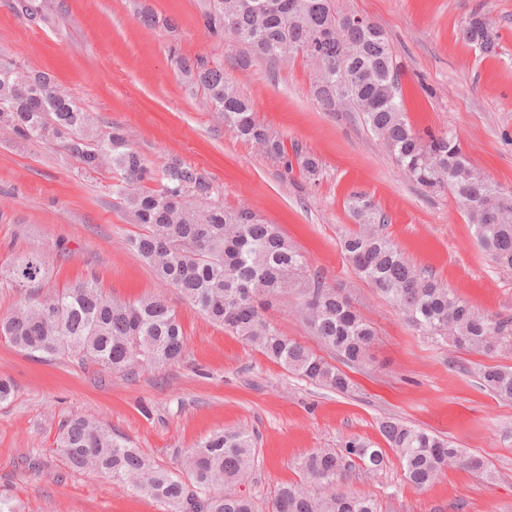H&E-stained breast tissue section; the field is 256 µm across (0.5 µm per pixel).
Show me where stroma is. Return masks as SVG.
<instances>
[{
  "label": "stroma",
  "mask_w": 512,
  "mask_h": 512,
  "mask_svg": "<svg viewBox=\"0 0 512 512\" xmlns=\"http://www.w3.org/2000/svg\"><path fill=\"white\" fill-rule=\"evenodd\" d=\"M32 25L0 0V57L54 75L97 121L123 127L154 170L179 161L212 182L225 207H245L304 254L312 274L349 295L376 338L352 382L338 393L286 371L257 348L202 317L133 252L140 233L113 200L108 173L86 175L35 143L0 136V266L16 254L63 241L51 287L97 279L120 297L153 294L179 317L185 354L174 364L124 376L66 359L46 362L0 340V376L14 397L0 404V494L17 512H165L94 471L74 472L55 450L59 427L78 415L102 421L155 464L179 472L189 448L218 429L257 437L256 466L238 493L270 512L276 490L300 481L299 460L350 438L385 448L379 424L393 419L432 431L481 456L489 476L447 469L418 489L395 452L378 475L356 471L339 490L377 501L380 512H512V401L479 378L480 366L512 369V350L487 354L438 341L411 327L345 262L343 234L357 230L351 193L369 195L386 218L383 232L417 268L492 317H512V272L477 244L467 214L448 192L431 193L405 176L355 113L330 112L314 99L307 62L270 64L247 47L210 36L198 0H37ZM388 35L401 69L413 128L450 129L473 166L512 190V0H336ZM475 13L492 19L494 52L460 36ZM223 67L258 120L287 148L322 165L316 180L285 172L237 138L178 70L176 55ZM289 297L265 313L288 337L329 363L325 348Z\"/></svg>",
  "instance_id": "obj_1"
}]
</instances>
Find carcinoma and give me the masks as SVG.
I'll return each instance as SVG.
<instances>
[{
	"label": "carcinoma",
	"instance_id": "1",
	"mask_svg": "<svg viewBox=\"0 0 512 512\" xmlns=\"http://www.w3.org/2000/svg\"><path fill=\"white\" fill-rule=\"evenodd\" d=\"M200 10L214 37L243 44L272 63L300 56L316 66L311 90L319 104L357 113L404 174L426 190H449L464 207L479 245L498 268L512 272V191L482 176L451 130L421 135L413 129L400 95V67L381 26L340 11L335 0H200ZM460 35L485 53L496 47L493 22L481 15L467 21ZM176 63L190 86L201 91L202 111L284 168L292 167L282 139L256 120L250 100L223 68L186 56ZM1 128L58 149L84 174L110 168L112 198L144 228L125 244L159 279L209 321L289 372L337 392L350 389L344 372L262 315L288 292L299 295L315 335L347 364L363 363L375 337L349 296L310 277L305 256L276 225L247 209L224 208L214 199L212 183L192 165L173 162L154 177L122 127L97 125L68 87L13 59L0 63ZM295 157L309 177L320 175L316 157L299 152ZM155 179L157 187L146 186ZM347 206L360 230L341 239L346 260L411 326L489 353L512 348L511 317L484 315L419 271L384 235L385 217L367 195L352 194ZM63 253V243L56 242L20 253L0 268V282L23 296L14 311L0 317V338L33 357L74 358L126 375L181 359L182 324L156 296H111L93 280L44 291L53 273L50 258ZM479 377L496 395L512 400L511 369L484 366ZM380 431L416 488L430 485L447 468L491 475L482 458L430 431L393 420L382 422ZM56 446L70 469L108 473L127 491L159 500L167 512H257L250 497L230 490L251 475L255 462V439L242 428L215 432L190 449L182 462L185 479L86 417L64 421ZM383 464V449L359 439L341 448H318L299 463L304 482L282 485L271 512H379L375 500L335 487L356 469L375 474Z\"/></svg>",
	"mask_w": 512,
	"mask_h": 512
}]
</instances>
